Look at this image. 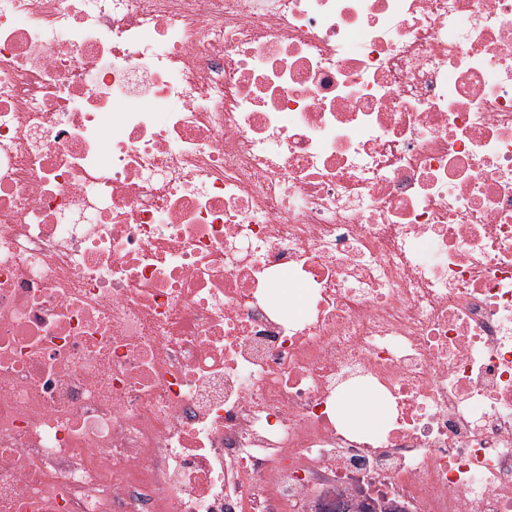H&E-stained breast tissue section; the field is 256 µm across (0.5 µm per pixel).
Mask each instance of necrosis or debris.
<instances>
[{
	"label": "necrosis or debris",
	"mask_w": 512,
	"mask_h": 512,
	"mask_svg": "<svg viewBox=\"0 0 512 512\" xmlns=\"http://www.w3.org/2000/svg\"><path fill=\"white\" fill-rule=\"evenodd\" d=\"M358 487L512 512V0H0V512ZM336 413L343 422L371 432L381 430L389 418L385 402L369 389L346 390L336 401Z\"/></svg>",
	"instance_id": "4bbe7bcc"
}]
</instances>
